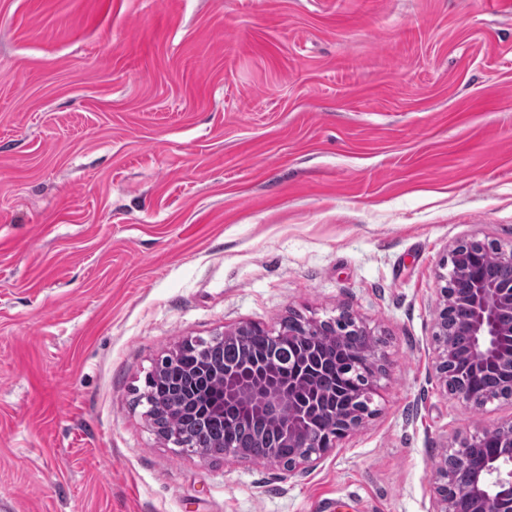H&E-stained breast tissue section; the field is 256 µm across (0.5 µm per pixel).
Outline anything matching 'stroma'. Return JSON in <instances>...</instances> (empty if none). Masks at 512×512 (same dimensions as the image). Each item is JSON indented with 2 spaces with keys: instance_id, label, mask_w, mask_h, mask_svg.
I'll return each instance as SVG.
<instances>
[{
  "instance_id": "1",
  "label": "stroma",
  "mask_w": 512,
  "mask_h": 512,
  "mask_svg": "<svg viewBox=\"0 0 512 512\" xmlns=\"http://www.w3.org/2000/svg\"><path fill=\"white\" fill-rule=\"evenodd\" d=\"M460 239L512 248V0H0V512H433ZM348 313L375 416L314 469L177 451L157 359Z\"/></svg>"
}]
</instances>
